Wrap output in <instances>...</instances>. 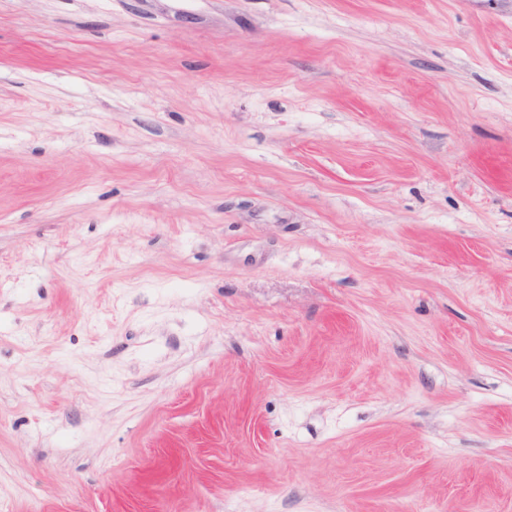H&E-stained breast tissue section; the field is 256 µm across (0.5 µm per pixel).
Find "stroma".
I'll return each mask as SVG.
<instances>
[{
    "label": "stroma",
    "instance_id": "1",
    "mask_svg": "<svg viewBox=\"0 0 512 512\" xmlns=\"http://www.w3.org/2000/svg\"><path fill=\"white\" fill-rule=\"evenodd\" d=\"M0 512H512V0H0Z\"/></svg>",
    "mask_w": 512,
    "mask_h": 512
}]
</instances>
